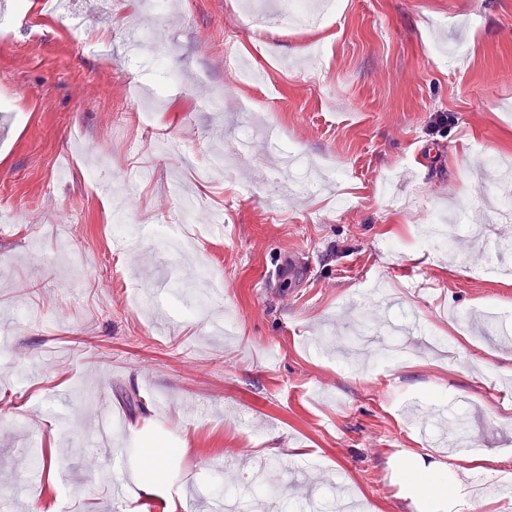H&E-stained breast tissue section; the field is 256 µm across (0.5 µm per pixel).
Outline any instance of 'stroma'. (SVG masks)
Wrapping results in <instances>:
<instances>
[{
    "label": "stroma",
    "mask_w": 512,
    "mask_h": 512,
    "mask_svg": "<svg viewBox=\"0 0 512 512\" xmlns=\"http://www.w3.org/2000/svg\"><path fill=\"white\" fill-rule=\"evenodd\" d=\"M39 2L0 47V211L16 217L0 230V504L144 512L146 496L207 512L221 489L243 512H306L296 484L326 502L339 481L364 512H467L412 498L398 474L486 481L450 466L451 444L512 469V394L492 385L512 378V341L473 323L492 305L512 316V237L495 249L486 165L512 163V0H343L323 25L285 28L245 0H170L145 16L133 0H69L80 32ZM135 20L153 33L138 54L120 34ZM228 47L263 82L234 86ZM220 86L218 106L198 108ZM144 88L167 91L145 124L133 110ZM284 143L334 178L281 196ZM218 148L223 173L199 182L193 166ZM146 169L115 246L110 189ZM184 192L204 234L176 253L154 231L178 223ZM480 194L481 237L423 242L436 212ZM203 265L223 280L231 341L210 335V314H188ZM413 314L411 359L359 347ZM108 408L119 439L102 447ZM156 437L178 453L144 495L121 478ZM33 446L47 467L31 465ZM273 446L279 492L266 495L252 477Z\"/></svg>",
    "instance_id": "35a3bbf8"
}]
</instances>
